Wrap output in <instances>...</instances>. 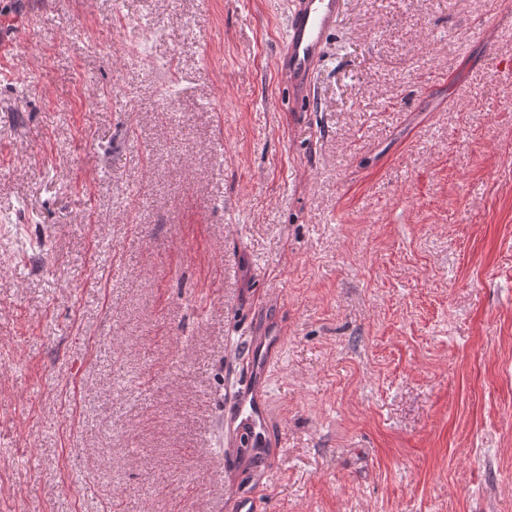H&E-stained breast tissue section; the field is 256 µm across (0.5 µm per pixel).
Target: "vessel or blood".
Masks as SVG:
<instances>
[{"mask_svg":"<svg viewBox=\"0 0 512 512\" xmlns=\"http://www.w3.org/2000/svg\"><path fill=\"white\" fill-rule=\"evenodd\" d=\"M344 0H292L281 48L275 59L288 84V109L302 111L310 100L313 80L334 30ZM285 338L278 328L248 336L243 347L246 371L224 406V445L242 458L273 447L270 384Z\"/></svg>","mask_w":512,"mask_h":512,"instance_id":"obj_1","label":"vessel or blood"}]
</instances>
